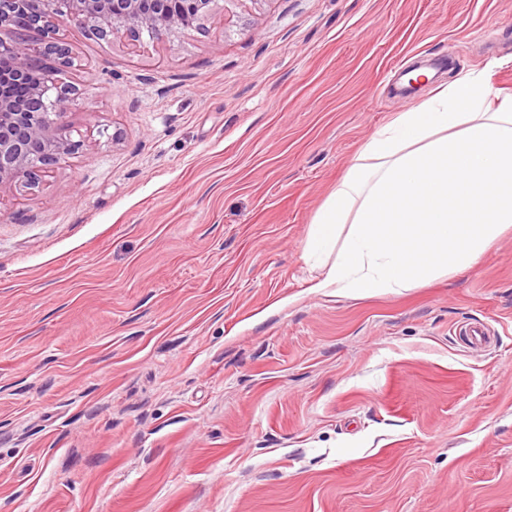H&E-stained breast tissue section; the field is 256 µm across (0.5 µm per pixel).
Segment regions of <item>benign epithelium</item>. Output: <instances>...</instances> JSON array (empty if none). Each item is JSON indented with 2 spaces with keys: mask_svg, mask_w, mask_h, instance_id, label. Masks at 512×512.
Here are the masks:
<instances>
[{
  "mask_svg": "<svg viewBox=\"0 0 512 512\" xmlns=\"http://www.w3.org/2000/svg\"><path fill=\"white\" fill-rule=\"evenodd\" d=\"M26 10L38 39L15 30L16 15ZM66 21L132 47L145 33L161 38L193 29L173 0H0V62H8V74H0V187L36 186L80 148L56 128L75 95L74 84L64 79L73 65L72 48L58 36ZM16 86L27 93L15 95Z\"/></svg>",
  "mask_w": 512,
  "mask_h": 512,
  "instance_id": "obj_1",
  "label": "benign epithelium"
}]
</instances>
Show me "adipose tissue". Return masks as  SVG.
Masks as SVG:
<instances>
[{"instance_id": "adipose-tissue-1", "label": "adipose tissue", "mask_w": 512, "mask_h": 512, "mask_svg": "<svg viewBox=\"0 0 512 512\" xmlns=\"http://www.w3.org/2000/svg\"><path fill=\"white\" fill-rule=\"evenodd\" d=\"M512 228V94L455 78L366 140L316 212L317 293L398 294L475 265Z\"/></svg>"}]
</instances>
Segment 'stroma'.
I'll use <instances>...</instances> for the list:
<instances>
[{"mask_svg": "<svg viewBox=\"0 0 512 512\" xmlns=\"http://www.w3.org/2000/svg\"><path fill=\"white\" fill-rule=\"evenodd\" d=\"M509 15L217 0L134 49L61 26L80 148L0 187V512H512V230L399 294L314 293L302 258L393 114L472 70L512 92V29L481 37Z\"/></svg>", "mask_w": 512, "mask_h": 512, "instance_id": "stroma-1", "label": "stroma"}]
</instances>
